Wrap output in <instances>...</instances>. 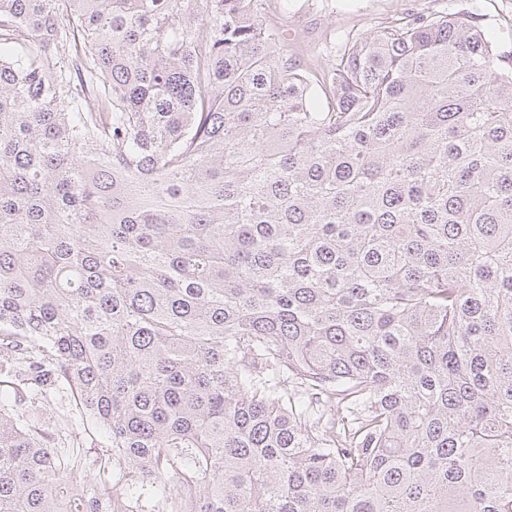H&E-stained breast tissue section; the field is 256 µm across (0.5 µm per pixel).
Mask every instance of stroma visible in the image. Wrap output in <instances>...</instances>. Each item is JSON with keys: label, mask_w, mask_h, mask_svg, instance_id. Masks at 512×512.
Wrapping results in <instances>:
<instances>
[{"label": "stroma", "mask_w": 512, "mask_h": 512, "mask_svg": "<svg viewBox=\"0 0 512 512\" xmlns=\"http://www.w3.org/2000/svg\"><path fill=\"white\" fill-rule=\"evenodd\" d=\"M447 12L474 17L490 37L498 64L512 65V0H291L280 22L297 49V64L324 68L339 57L352 35L404 16ZM0 411L43 430L57 454L76 467L98 471L107 435L68 386L30 387L20 397L1 398Z\"/></svg>", "instance_id": "1"}]
</instances>
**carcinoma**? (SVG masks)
Here are the masks:
<instances>
[{"label":"carcinoma","mask_w":512,"mask_h":512,"mask_svg":"<svg viewBox=\"0 0 512 512\" xmlns=\"http://www.w3.org/2000/svg\"><path fill=\"white\" fill-rule=\"evenodd\" d=\"M262 2L0 0V348L118 475L0 413V512H512V68Z\"/></svg>","instance_id":"1"}]
</instances>
